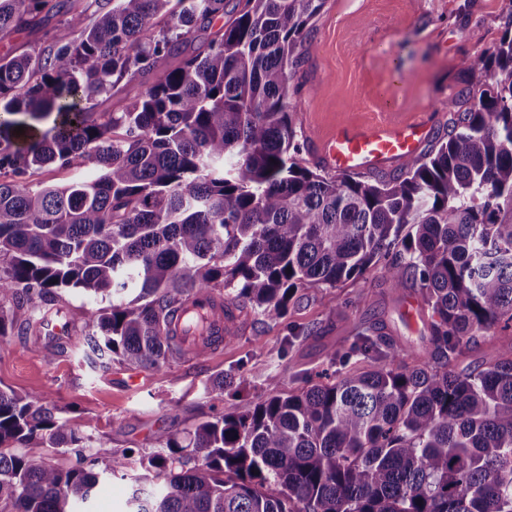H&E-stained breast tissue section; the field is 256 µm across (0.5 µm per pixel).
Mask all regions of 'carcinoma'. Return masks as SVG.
Returning <instances> with one entry per match:
<instances>
[{"label":"carcinoma","instance_id":"carcinoma-1","mask_svg":"<svg viewBox=\"0 0 512 512\" xmlns=\"http://www.w3.org/2000/svg\"><path fill=\"white\" fill-rule=\"evenodd\" d=\"M0 0V40L62 18L52 43L0 55V339L29 336L76 288L109 300L84 319L85 355L158 370L189 299L285 317L300 288H335L384 263L415 288L432 350L360 332L364 369L278 392L139 459L130 512H512V343L454 362L512 322V13L462 58L448 135L389 180L301 166L290 83L325 0H240L171 68L224 0ZM152 78L121 110L123 81ZM24 132H14L15 127ZM92 166L58 186L47 166ZM44 393L0 389V512H81L125 476L101 437ZM512 338V328L504 327V323L488 331L478 339V344L468 351L456 364L458 371L473 369L479 365L493 362L501 353L503 347Z\"/></svg>","mask_w":512,"mask_h":512}]
</instances>
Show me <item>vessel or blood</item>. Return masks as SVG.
Segmentation results:
<instances>
[{"mask_svg": "<svg viewBox=\"0 0 512 512\" xmlns=\"http://www.w3.org/2000/svg\"><path fill=\"white\" fill-rule=\"evenodd\" d=\"M424 134V126L415 122L342 133L327 141L325 157L339 170L373 169L391 160L414 156ZM171 330L173 355L183 359L220 343L224 334V316L211 306L191 303L176 314Z\"/></svg>", "mask_w": 512, "mask_h": 512, "instance_id": "obj_1", "label": "vessel or blood"}]
</instances>
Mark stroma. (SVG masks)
Wrapping results in <instances>:
<instances>
[{
	"mask_svg": "<svg viewBox=\"0 0 512 512\" xmlns=\"http://www.w3.org/2000/svg\"><path fill=\"white\" fill-rule=\"evenodd\" d=\"M511 12L512 0H325L291 83L301 165L336 176L321 153L324 141L376 123H422L421 148L429 150L448 130V99L464 86L460 60L495 43ZM102 305L101 297L83 290L63 292L58 306L72 328L67 353L49 360L18 340L1 344L0 388L22 396L48 393L75 427L135 459L160 447L175 428L265 398L264 373L278 374L284 393L302 388L305 379L333 375L330 353L348 351L358 332L392 336L421 358L431 349L420 297L390 292L379 265L336 288L299 289L277 322L243 309L233 340L206 359H173L158 370L118 362L101 368L85 359L84 317ZM293 327L305 336L290 339ZM510 342L512 328L497 325L460 358L457 370L493 362ZM223 373L244 383L219 396L211 382Z\"/></svg>",
	"mask_w": 512,
	"mask_h": 512,
	"instance_id": "stroma-1",
	"label": "stroma"
}]
</instances>
